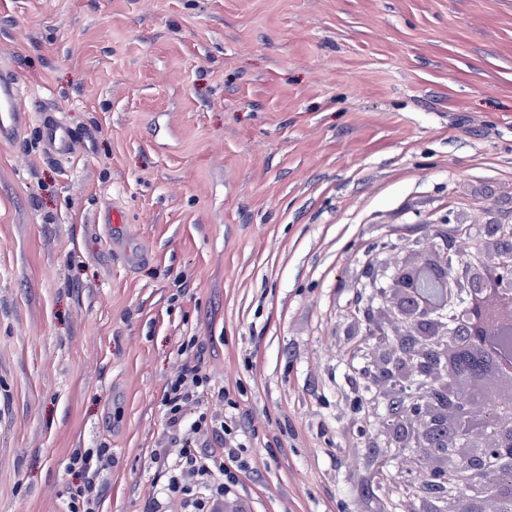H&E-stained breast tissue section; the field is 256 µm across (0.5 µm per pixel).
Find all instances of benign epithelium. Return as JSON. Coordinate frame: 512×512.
Instances as JSON below:
<instances>
[{
	"instance_id": "obj_1",
	"label": "benign epithelium",
	"mask_w": 512,
	"mask_h": 512,
	"mask_svg": "<svg viewBox=\"0 0 512 512\" xmlns=\"http://www.w3.org/2000/svg\"><path fill=\"white\" fill-rule=\"evenodd\" d=\"M479 246L478 268L470 255ZM365 288H378L380 306L389 311L386 331L366 308L365 335L380 336L387 345L376 375L389 385L385 400L402 401V409L386 418L399 447L418 444L423 426L441 429L452 419L457 433L446 441L422 444L444 464L434 471L454 473L482 490L487 470L512 474V396L496 398L494 419L475 412L473 397L460 393L454 373L444 363L448 346L494 347L501 337L490 331L485 300L496 301L500 312L512 319V234L501 225L485 223L469 235L438 226L425 237L422 251L389 266L367 264Z\"/></svg>"
}]
</instances>
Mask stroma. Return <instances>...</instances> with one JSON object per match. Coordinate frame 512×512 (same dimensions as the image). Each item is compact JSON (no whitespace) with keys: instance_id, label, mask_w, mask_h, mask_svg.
I'll return each instance as SVG.
<instances>
[{"instance_id":"35a3bbf8","label":"stroma","mask_w":512,"mask_h":512,"mask_svg":"<svg viewBox=\"0 0 512 512\" xmlns=\"http://www.w3.org/2000/svg\"><path fill=\"white\" fill-rule=\"evenodd\" d=\"M1 67L29 122L0 144V512H68L96 448L100 512H154L191 340L187 415L245 428L251 512H423L369 485L401 451L381 386L354 408L362 271L450 214L512 224V0H0ZM40 120V140L44 155L49 159L70 158L82 147L79 136L61 119L44 109Z\"/></svg>"}]
</instances>
